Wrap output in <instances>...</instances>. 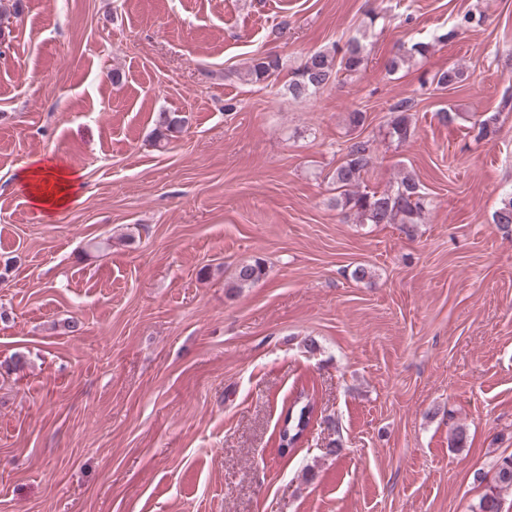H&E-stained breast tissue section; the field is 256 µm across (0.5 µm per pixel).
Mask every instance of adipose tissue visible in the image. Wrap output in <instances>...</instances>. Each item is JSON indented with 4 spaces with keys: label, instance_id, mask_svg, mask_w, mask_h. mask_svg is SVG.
<instances>
[{
    "label": "adipose tissue",
    "instance_id": "adipose-tissue-1",
    "mask_svg": "<svg viewBox=\"0 0 512 512\" xmlns=\"http://www.w3.org/2000/svg\"><path fill=\"white\" fill-rule=\"evenodd\" d=\"M20 179L35 208L54 211L76 200L80 178L77 172L52 162H37L25 169Z\"/></svg>",
    "mask_w": 512,
    "mask_h": 512
}]
</instances>
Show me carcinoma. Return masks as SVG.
I'll return each instance as SVG.
<instances>
[{
    "label": "carcinoma",
    "mask_w": 512,
    "mask_h": 512,
    "mask_svg": "<svg viewBox=\"0 0 512 512\" xmlns=\"http://www.w3.org/2000/svg\"><path fill=\"white\" fill-rule=\"evenodd\" d=\"M483 22L482 14L467 12L452 28L436 35L434 40L452 41L460 31L478 28ZM431 48L432 44L421 41L413 43L408 49L398 48L392 60V70H397L417 56H425ZM366 59L364 45L355 38L317 50L291 71L288 92L295 98L310 96L332 83L339 72L359 71ZM282 67L283 63L279 56L264 54L252 60L244 77L254 83H264L277 76ZM465 80L464 69L453 66L436 73L431 83L440 88H448ZM410 110L411 103L407 100L400 101L391 108L393 116L388 134L399 143L407 141L414 132ZM184 124L185 118L174 113H159L155 128L156 142L169 141L177 137ZM497 124V114L482 115L471 124L470 133L477 140L489 139L496 135ZM373 163L374 150L371 141L359 136L353 138L343 161L336 166L331 175L337 192L336 207L360 224H398L405 233L412 232L415 225L424 223L426 212L430 209L431 203L427 193L410 174L400 178L396 188L391 190L371 191L363 188L364 175L369 172ZM493 223L501 230L512 229V196L502 199L493 213ZM264 271V265L258 260L242 263L234 269L231 287L246 288L260 279ZM286 412L290 418L288 433L290 438L294 439L307 430L313 419V404L306 390L299 392ZM506 490H512V456H505L497 462L494 477L487 484L485 492L472 512H502V494Z\"/></svg>",
    "instance_id": "obj_1"
}]
</instances>
